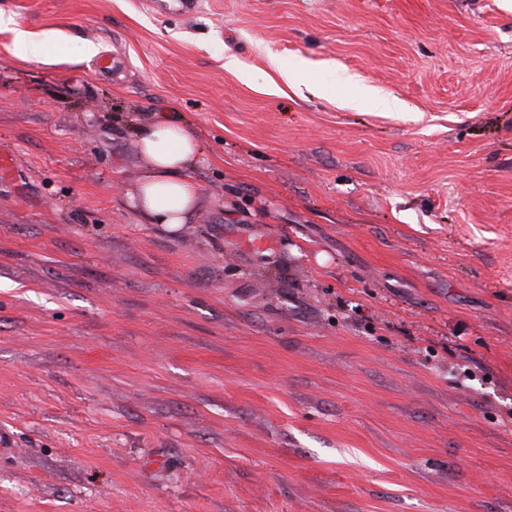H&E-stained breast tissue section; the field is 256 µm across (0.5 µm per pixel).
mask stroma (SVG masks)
Masks as SVG:
<instances>
[{
	"label": "stroma",
	"mask_w": 512,
	"mask_h": 512,
	"mask_svg": "<svg viewBox=\"0 0 512 512\" xmlns=\"http://www.w3.org/2000/svg\"><path fill=\"white\" fill-rule=\"evenodd\" d=\"M0 14V512H512V0ZM16 43L23 59H42L48 62L45 36L34 35L24 29L16 28ZM143 167L130 199L145 224H185L198 200V186L186 174L203 150L196 135L170 117L137 129Z\"/></svg>",
	"instance_id": "obj_1"
}]
</instances>
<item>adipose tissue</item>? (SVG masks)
Listing matches in <instances>:
<instances>
[{
	"label": "adipose tissue",
	"instance_id": "adipose-tissue-1",
	"mask_svg": "<svg viewBox=\"0 0 512 512\" xmlns=\"http://www.w3.org/2000/svg\"><path fill=\"white\" fill-rule=\"evenodd\" d=\"M137 145L143 167L130 199L142 222L185 223L198 200L187 170L203 158L199 139L177 120L163 117L138 128Z\"/></svg>",
	"mask_w": 512,
	"mask_h": 512
}]
</instances>
